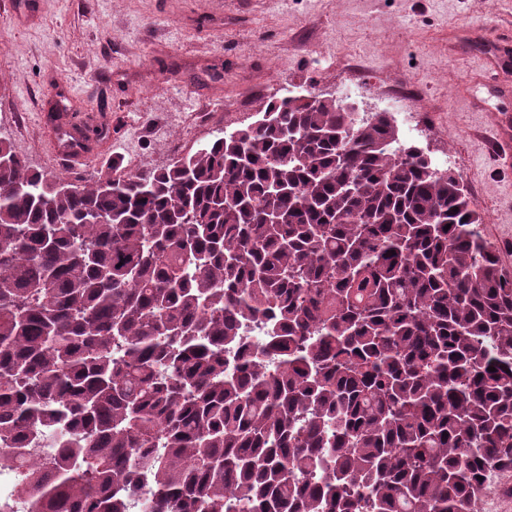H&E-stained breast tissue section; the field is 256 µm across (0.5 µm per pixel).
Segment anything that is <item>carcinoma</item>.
<instances>
[{
  "instance_id": "carcinoma-1",
  "label": "carcinoma",
  "mask_w": 512,
  "mask_h": 512,
  "mask_svg": "<svg viewBox=\"0 0 512 512\" xmlns=\"http://www.w3.org/2000/svg\"><path fill=\"white\" fill-rule=\"evenodd\" d=\"M0 158V512H474L512 466V279L389 113L275 96L77 191Z\"/></svg>"
}]
</instances>
